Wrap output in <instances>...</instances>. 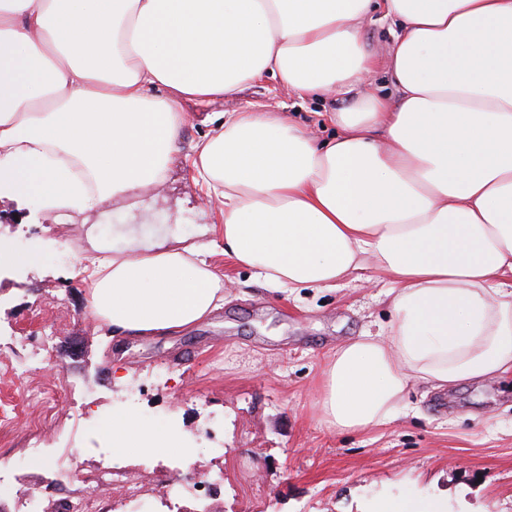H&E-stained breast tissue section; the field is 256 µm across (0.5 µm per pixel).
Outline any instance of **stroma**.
I'll return each instance as SVG.
<instances>
[{
    "mask_svg": "<svg viewBox=\"0 0 512 512\" xmlns=\"http://www.w3.org/2000/svg\"><path fill=\"white\" fill-rule=\"evenodd\" d=\"M353 96L298 97L267 78L241 93L190 103L163 187L143 203L106 204L54 221L37 199L0 202L9 219L0 240L37 250L29 270L0 273V486L5 512H62L94 495L110 512H195L188 488L219 478L213 512H365L375 495L421 493L450 512H512V380L415 383L400 412L361 432L327 428L316 406L325 358L336 345L390 319V277L346 278L335 289L287 294L224 259L217 223L193 167L196 145L216 113L253 105L288 113L317 140L335 125L323 115ZM163 224L213 243L214 264L233 280L223 307L191 329L166 336L108 337L86 309L78 259L100 243L121 245L130 225ZM130 412L175 444L129 456L109 437L112 417ZM44 467L24 461L32 440ZM136 487L108 493L104 467Z\"/></svg>",
    "mask_w": 512,
    "mask_h": 512,
    "instance_id": "1",
    "label": "stroma"
}]
</instances>
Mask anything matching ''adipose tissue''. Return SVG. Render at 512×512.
I'll use <instances>...</instances> for the list:
<instances>
[{"label":"adipose tissue","mask_w":512,"mask_h":512,"mask_svg":"<svg viewBox=\"0 0 512 512\" xmlns=\"http://www.w3.org/2000/svg\"><path fill=\"white\" fill-rule=\"evenodd\" d=\"M396 23L365 52L375 7ZM386 67L398 96L361 94ZM272 77L301 96L360 92L319 143L245 107L197 146L211 233L283 291L392 278L382 332L333 349L322 421L360 432L410 384L512 374V0H0V199L82 212L162 185L187 103ZM207 245L129 232L94 264L87 309L107 331L161 336L206 321L227 283ZM118 448L161 440L133 414ZM382 10L377 11L372 21L367 20L361 30V39L363 44L380 59H384L390 48L392 24L390 21L381 19Z\"/></svg>","instance_id":"1"}]
</instances>
